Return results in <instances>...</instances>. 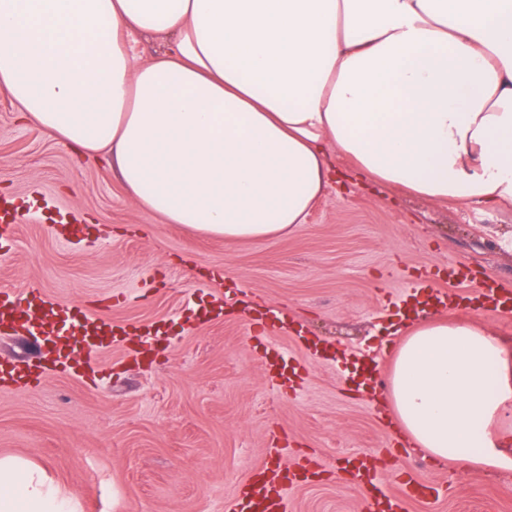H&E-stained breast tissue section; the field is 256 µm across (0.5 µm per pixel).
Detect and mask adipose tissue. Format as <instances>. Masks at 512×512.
I'll use <instances>...</instances> for the list:
<instances>
[{"label": "adipose tissue", "mask_w": 512, "mask_h": 512, "mask_svg": "<svg viewBox=\"0 0 512 512\" xmlns=\"http://www.w3.org/2000/svg\"><path fill=\"white\" fill-rule=\"evenodd\" d=\"M150 34L165 47L139 63ZM0 89L59 144L117 164L164 223L300 230L336 179L512 205V0H0ZM508 356L467 322L409 324L386 403L414 450L512 464ZM0 512H74L0 457Z\"/></svg>", "instance_id": "obj_1"}]
</instances>
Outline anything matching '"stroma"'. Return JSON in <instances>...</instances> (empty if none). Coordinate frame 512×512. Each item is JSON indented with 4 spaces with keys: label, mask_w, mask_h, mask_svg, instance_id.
Masks as SVG:
<instances>
[{
    "label": "stroma",
    "mask_w": 512,
    "mask_h": 512,
    "mask_svg": "<svg viewBox=\"0 0 512 512\" xmlns=\"http://www.w3.org/2000/svg\"><path fill=\"white\" fill-rule=\"evenodd\" d=\"M30 202L0 256V288L35 289L112 324L63 367L36 331L0 334V456L41 466L79 512H225L261 464L310 455L287 512H361L336 460L373 459L379 486L406 470L433 488L408 512H512V467L474 473L416 452L399 462L386 409L350 393L370 360L388 376L418 277L450 268L468 321L512 350V314L481 307L479 282L512 290V207L442 204L380 185L330 186L305 228L227 241L163 223L128 197L112 163L22 120L0 91V197ZM266 321L260 334L252 316Z\"/></svg>",
    "instance_id": "1"
}]
</instances>
